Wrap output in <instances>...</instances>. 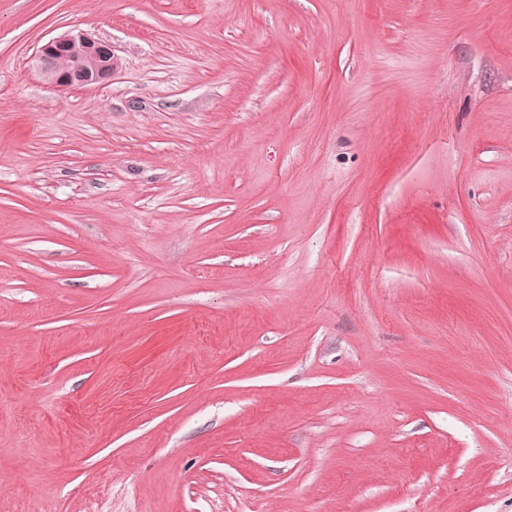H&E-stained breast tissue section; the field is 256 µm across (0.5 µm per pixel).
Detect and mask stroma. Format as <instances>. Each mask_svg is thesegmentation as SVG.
Returning <instances> with one entry per match:
<instances>
[{
  "instance_id": "stroma-1",
  "label": "stroma",
  "mask_w": 512,
  "mask_h": 512,
  "mask_svg": "<svg viewBox=\"0 0 512 512\" xmlns=\"http://www.w3.org/2000/svg\"><path fill=\"white\" fill-rule=\"evenodd\" d=\"M0 512H512V0H0ZM36 60L45 79L61 89L108 82L118 65L112 44L84 33L50 39Z\"/></svg>"
}]
</instances>
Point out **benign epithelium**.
<instances>
[{"instance_id": "1", "label": "benign epithelium", "mask_w": 512, "mask_h": 512, "mask_svg": "<svg viewBox=\"0 0 512 512\" xmlns=\"http://www.w3.org/2000/svg\"><path fill=\"white\" fill-rule=\"evenodd\" d=\"M36 60L45 79L61 89L107 82L118 65L112 44L84 33L50 39L38 49Z\"/></svg>"}]
</instances>
